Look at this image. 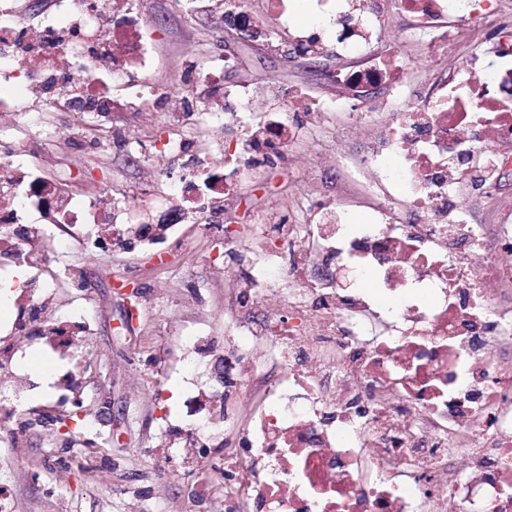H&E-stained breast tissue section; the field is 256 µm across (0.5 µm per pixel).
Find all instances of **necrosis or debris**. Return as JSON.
Returning a JSON list of instances; mask_svg holds the SVG:
<instances>
[{"mask_svg":"<svg viewBox=\"0 0 512 512\" xmlns=\"http://www.w3.org/2000/svg\"><path fill=\"white\" fill-rule=\"evenodd\" d=\"M464 2L452 26L447 0L396 5L416 20L430 53L448 52L457 31L493 27L492 78L512 87V28L496 22L501 0ZM147 24L140 0L108 12L102 0H55L34 26L0 0V87L62 102L67 112L163 104ZM403 73L393 50L336 73L358 106L352 127L391 120L393 132L374 139L363 166L376 169L383 152L398 151L401 194L381 190L364 224L341 223V208L328 205L315 224L266 225V263L230 310L244 326L236 370L268 344L280 375L252 419L246 457L224 460L237 482L224 512H512V358L496 357L512 348V304L501 294L512 288V204L498 190L512 170V106L460 72L447 91L392 114L374 91L401 86ZM291 138L290 126L274 136L256 123L242 155L267 161ZM159 147L172 159L161 179L175 193L194 201L209 190L201 232L222 226L216 202L230 178L204 182L199 154L181 139ZM486 171L491 180L477 185ZM4 184L12 198L0 203L1 276L33 261L35 240L20 225L28 208L55 207L95 245L96 225L111 220L55 196L50 181L7 158ZM463 192L491 211V223L471 222L457 202ZM346 269L372 274V285L339 287L336 273ZM258 293L279 298L277 316L253 314Z\"/></svg>","mask_w":512,"mask_h":512,"instance_id":"necrosis-or-debris-1","label":"necrosis or debris"}]
</instances>
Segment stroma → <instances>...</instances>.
<instances>
[{"label": "stroma", "mask_w": 512, "mask_h": 512, "mask_svg": "<svg viewBox=\"0 0 512 512\" xmlns=\"http://www.w3.org/2000/svg\"><path fill=\"white\" fill-rule=\"evenodd\" d=\"M155 48L154 77L174 80L182 100L201 87L179 76L189 64L206 67L231 56L224 87L248 93L251 104L224 127L205 126L195 115L149 104L141 111L116 108L91 119L16 94L14 111L0 115V156L67 188L69 195L103 208L118 205L125 244L91 248L80 228L61 224L56 211H40L31 224L44 230L42 261L33 276L46 283L41 313L15 328L14 298L0 301V397L17 407L8 431L0 430V505L6 512H224V454L237 451L235 430L205 448L181 445L186 424L224 408L247 423L275 377L270 356L257 359L242 389L247 405L229 391L223 406L194 392L185 364L186 346L207 337L212 348L201 373H223L241 326L228 318L238 285L250 266L262 265L263 227L290 216L314 224L318 204L339 200L351 223L370 214L372 195L360 165L373 139L371 128H352L334 75L360 65L365 48L338 49L299 58L297 46L311 35L335 37L323 15L306 0H284L285 12L267 38L236 39L216 22L226 0H142ZM492 32L462 36L452 54L427 56L413 18L386 9L376 28L374 51L393 49L404 59L402 100H416L447 83L458 62L487 56ZM311 112L323 113L320 125ZM288 122L294 132L286 159L238 175L224 197V221L239 249L224 253L223 235L204 236L189 212L179 240L163 239L170 252L158 266L151 249L130 234L144 217L163 216L183 200L153 179L171 168L158 152L131 162L126 145L175 136L210 148V163L227 173L252 118ZM136 289L121 295L122 285ZM64 325L72 337L59 363V380L43 384L28 357H51L58 338L48 325Z\"/></svg>", "instance_id": "35a3bbf8"}]
</instances>
